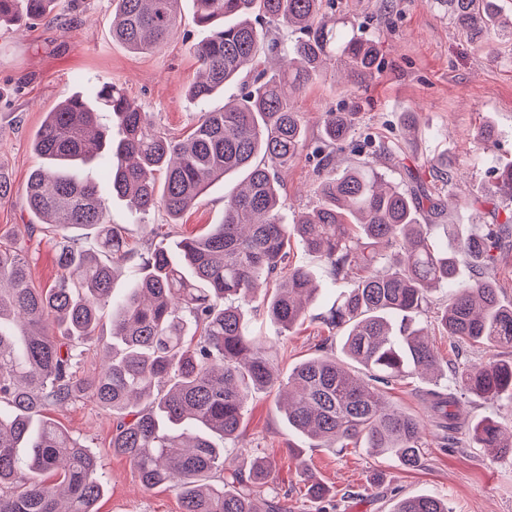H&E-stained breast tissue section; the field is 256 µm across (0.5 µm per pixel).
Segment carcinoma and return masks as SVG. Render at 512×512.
I'll list each match as a JSON object with an SVG mask.
<instances>
[{"mask_svg":"<svg viewBox=\"0 0 512 512\" xmlns=\"http://www.w3.org/2000/svg\"><path fill=\"white\" fill-rule=\"evenodd\" d=\"M56 0H0V23L47 16ZM181 0H113L112 39L144 53L164 43ZM477 47L496 58L493 39L512 40V20L497 0H437ZM197 38L188 46L198 74L188 96L199 107L193 131L170 136L119 85L106 82L71 94L47 113L33 140L42 160L29 175V212L52 225L58 279L31 283L25 247H0V512H97L105 489L100 458L48 416L80 400L112 411V454L126 458L146 489L170 488L182 512H290L267 485L273 459L257 456L249 472L226 467L224 442L237 440L252 395L276 386L288 427L322 448L362 446L395 457L407 469L423 460L424 424L389 404L386 387L416 374L444 379L430 393L431 415L460 427L472 396L512 405V360L442 363L418 317L437 287L453 290L437 317L457 346L511 347L512 306L501 303L490 274L512 214L475 224L464 236L443 225L455 247H437L419 216L437 223L448 210L440 195L410 193L370 162L342 170L336 145L354 135L356 113L328 112L322 137L310 144L293 97L339 60L354 84L372 80L379 42L349 34L323 10V0H192ZM300 33L283 45L267 38L258 17ZM250 78L246 91L218 109L224 87ZM113 117L112 127L100 122ZM417 125L376 157L399 166ZM305 150L315 160L317 203L285 223L284 173ZM104 170L112 194L130 211L163 208L177 220L208 188L232 174L241 180L224 211L202 236L150 244L132 267L134 286L116 298L113 280L135 255L111 223L91 166ZM452 185L448 157L431 163ZM496 189L512 198V163L496 170ZM96 230L105 257L86 252L77 232ZM297 239L329 266L343 291L322 322L341 333L344 359L327 343L320 354L280 373L268 340L249 333L245 308L261 310L279 331L304 322L317 288L288 261ZM467 265L476 278L458 279ZM276 282L258 296L260 284ZM111 314L110 340L102 319ZM105 364L79 371L86 351ZM478 448L512 457V437L484 417L469 427ZM308 493L328 490L300 463ZM389 512H450L448 501L406 496Z\"/></svg>","mask_w":512,"mask_h":512,"instance_id":"carcinoma-1","label":"carcinoma"}]
</instances>
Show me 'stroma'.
I'll use <instances>...</instances> for the list:
<instances>
[{"label":"stroma","instance_id":"1","mask_svg":"<svg viewBox=\"0 0 512 512\" xmlns=\"http://www.w3.org/2000/svg\"><path fill=\"white\" fill-rule=\"evenodd\" d=\"M335 8L338 20L380 38L379 72L362 86L344 84L334 72L309 83L296 98L308 141L319 137L324 113H356L354 141L336 151V162L344 167L370 159L372 150L362 147L363 139L397 138L403 114L417 113L419 130L403 152L405 168L391 172V179L404 180L409 168L430 191H439L429 164L447 156L459 189L485 199V221H504L512 200L496 195L495 171L512 162V42H499V59L490 61L435 0H335ZM112 9V0H59L49 18L0 28V172L11 182L9 197L0 200V245L26 244L31 282L39 289L59 274L54 235L26 208L27 180L40 163L31 143L46 113L68 95L112 82L172 136L185 137L197 122L198 108L185 93L198 69L187 51L197 34L189 0L180 9L175 35L146 53L131 52L113 40ZM485 125L493 130L487 141L478 136ZM313 166L303 154L286 174L281 188L285 218L312 206ZM96 182L112 223L141 252L156 236L176 239L208 231L236 184L230 178L213 185L174 224L160 208L136 220L125 202L113 197L106 177ZM289 260L307 267L319 287L309 318L279 338L268 320L246 314L255 335L275 339L273 356L283 372L310 358L329 336L322 317L340 292L328 265L300 242L291 241ZM277 400L274 387L253 394L238 441L243 453L227 452L226 461L248 465L249 448L275 457L269 481L290 512L316 508L303 487L298 460L288 455L292 448L335 493L334 512H387L392 499L421 494L447 499L453 512H512V462L473 447L466 429L455 432L450 448L441 431L426 427L423 465L409 470L387 455L318 447L289 428ZM50 415L101 460L106 490L98 512H181L173 490L144 489L129 461L112 455L116 419L111 412L76 402L52 408Z\"/></svg>","mask_w":512,"mask_h":512}]
</instances>
